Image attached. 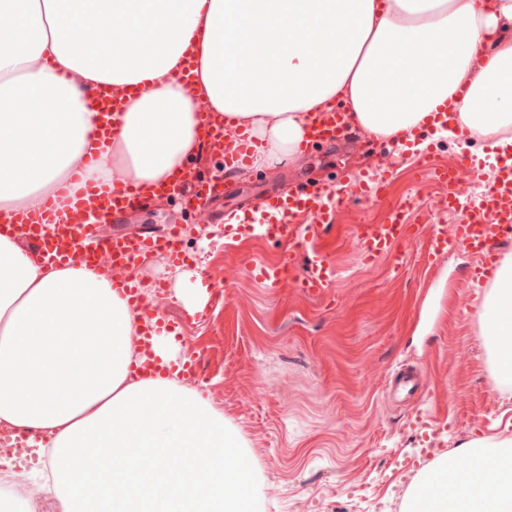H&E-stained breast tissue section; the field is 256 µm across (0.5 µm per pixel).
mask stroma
<instances>
[{"instance_id":"35a3bbf8","label":"stroma","mask_w":512,"mask_h":512,"mask_svg":"<svg viewBox=\"0 0 512 512\" xmlns=\"http://www.w3.org/2000/svg\"><path fill=\"white\" fill-rule=\"evenodd\" d=\"M306 146L301 162L277 171L243 169L198 223L182 198L117 215L105 232L183 228V260L157 253L132 277L160 295V322L181 355L198 359L196 384L239 431L262 471L261 512H402L425 465L419 449L450 453L476 438L512 436V397L499 388L477 310L485 291L468 287L476 259L456 251L435 270L419 246H400L403 264L364 262L353 247L357 225L377 224L385 207L411 200L422 223L439 187L416 179V163L450 165L467 158L475 190L491 182L485 144L434 131L421 151L368 137ZM368 172L388 186L386 205L344 208L318 245L334 269L330 288L312 295L269 288L248 262L278 261L283 244L252 234L226 235L224 211L255 205L299 183L334 185ZM187 272L176 282L175 271ZM203 287L192 312L178 287ZM431 427H417V416ZM438 437H431V429Z\"/></svg>"}]
</instances>
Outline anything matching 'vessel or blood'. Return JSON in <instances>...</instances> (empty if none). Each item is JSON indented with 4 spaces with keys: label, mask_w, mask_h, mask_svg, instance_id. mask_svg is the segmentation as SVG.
<instances>
[{
    "label": "vessel or blood",
    "mask_w": 512,
    "mask_h": 512,
    "mask_svg": "<svg viewBox=\"0 0 512 512\" xmlns=\"http://www.w3.org/2000/svg\"><path fill=\"white\" fill-rule=\"evenodd\" d=\"M90 93L100 110V124L94 137L105 145L114 135L112 118L119 112L127 92L105 84L91 88ZM201 124L204 145L210 152L223 156L225 174L246 163L250 151L246 135L226 143L224 119L216 112L203 111ZM348 132L349 124L342 111L321 112L312 121L310 140L333 142ZM465 169L462 162L451 167L421 168L429 180L444 187L441 210L454 215L455 224H411L407 221V205L390 206L381 223L360 226L353 238L364 261L385 256L392 271H399L397 248L418 242L427 268H435L438 260L449 252L466 250L478 260L475 283L491 278L500 246L512 241V156L501 157L493 182L476 194L465 195L459 189V175ZM224 184L223 177L202 179L191 165L183 168L173 182L150 189L115 182L101 187L79 181L71 192L46 200L38 213L16 215L9 229L21 237L38 260L72 266L107 265L111 276L118 278L129 303L139 308L143 297L135 282L125 279V271L156 252L181 258L182 231L174 225L159 235H107L100 231L98 220L175 195L188 196L195 210L203 214L209 200L223 195ZM385 194L382 178L349 174L343 184L334 188L302 187L294 193L263 200L260 209L267 220L261 225L260 234L287 245L288 250L278 263L252 265V273L272 288L291 280L312 293L324 290L329 287L334 271L327 255L316 247V239L336 223L344 204L378 203L384 201Z\"/></svg>",
    "instance_id": "vessel-or-blood-1"
}]
</instances>
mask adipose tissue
I'll use <instances>...</instances> for the list:
<instances>
[{
    "label": "adipose tissue",
    "instance_id": "obj_1",
    "mask_svg": "<svg viewBox=\"0 0 512 512\" xmlns=\"http://www.w3.org/2000/svg\"><path fill=\"white\" fill-rule=\"evenodd\" d=\"M195 53L192 88L174 75ZM137 85L116 135L86 86ZM248 135L250 165L298 164L311 113L347 107L369 137L404 139L440 107L490 149L512 146V0H0V212L36 211L72 175L167 180L202 145L199 104ZM512 384V256L477 310ZM142 318L85 266L35 261L0 234V420L43 435L62 512H259L261 474L238 431L170 374L132 375ZM404 512H512V437L441 455Z\"/></svg>",
    "mask_w": 512,
    "mask_h": 512
}]
</instances>
